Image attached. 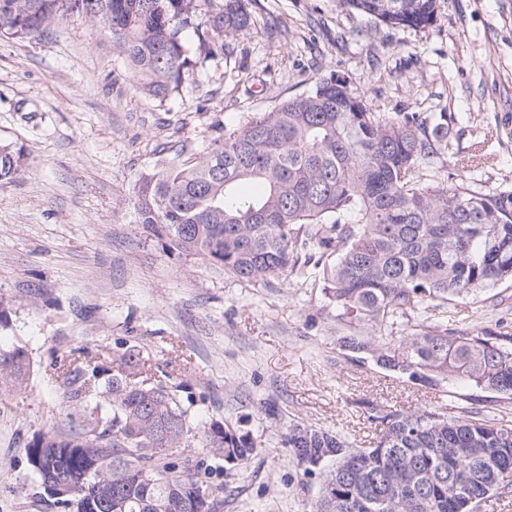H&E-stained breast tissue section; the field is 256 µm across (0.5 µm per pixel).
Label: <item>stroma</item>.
Returning a JSON list of instances; mask_svg holds the SVG:
<instances>
[{"mask_svg": "<svg viewBox=\"0 0 512 512\" xmlns=\"http://www.w3.org/2000/svg\"><path fill=\"white\" fill-rule=\"evenodd\" d=\"M250 24L228 54L203 58L165 103L146 96L110 34L70 15L38 38H0V143L26 168L0 182V351L35 365L25 387L0 389V512H60L39 493L25 446L85 418L53 373L85 354L104 368L135 345L179 384L212 512H317L320 475L298 468L281 440L289 425L344 434L366 448L384 411L477 414L512 427V399L457 382L430 388L356 360L339 347L323 284L296 277L247 283L223 267L169 251L138 222L136 190L159 154L202 156L216 135L245 126L324 78L346 81L373 111L448 115L431 186L464 179L512 188V0H441L423 29L391 28L342 0H249ZM481 148L477 166L458 156ZM430 323L512 332V281L448 303ZM250 434L251 459L232 466L204 447L212 421Z\"/></svg>", "mask_w": 512, "mask_h": 512, "instance_id": "obj_1", "label": "stroma"}]
</instances>
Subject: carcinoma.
Listing matches in <instances>:
<instances>
[{
	"instance_id": "obj_1",
	"label": "carcinoma",
	"mask_w": 512,
	"mask_h": 512,
	"mask_svg": "<svg viewBox=\"0 0 512 512\" xmlns=\"http://www.w3.org/2000/svg\"><path fill=\"white\" fill-rule=\"evenodd\" d=\"M393 28H424L439 0H345ZM196 0H0V37L35 38L67 15L106 29L115 49L159 103L181 90L192 67L183 39L191 29L204 57L249 23L244 0H224L209 26ZM448 113L434 135L416 114L373 112L347 83L322 79L279 101L245 127L217 134L197 161L162 157L137 189L139 223L168 248L224 267L241 282L323 279L336 321L352 332L341 349L407 373L431 387L462 381L512 397V334H460L423 324L429 303L464 298L512 281V190L476 191L464 181L422 183L420 166L439 159ZM25 156L0 144V181L24 171ZM132 345L107 370L87 357L55 361L69 398L90 419L46 432L25 448L37 486L63 512H211L210 486L191 474L187 409L170 376L147 375ZM27 352H0V385L26 384ZM374 445L352 448L330 431L295 425L283 437L303 474L320 473L318 512H477L512 491V428L435 411L372 409ZM205 447L232 465L255 442L215 421ZM458 482L469 494L450 496Z\"/></svg>"
}]
</instances>
